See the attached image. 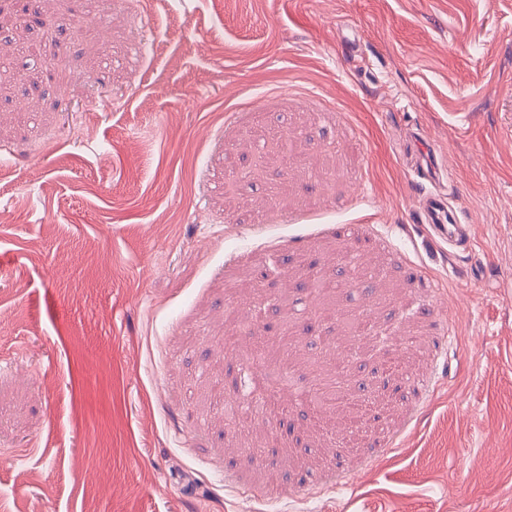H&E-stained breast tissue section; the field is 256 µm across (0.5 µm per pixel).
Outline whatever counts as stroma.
Instances as JSON below:
<instances>
[{
    "mask_svg": "<svg viewBox=\"0 0 512 512\" xmlns=\"http://www.w3.org/2000/svg\"><path fill=\"white\" fill-rule=\"evenodd\" d=\"M0 29V512H512V0H0ZM413 132L464 246L420 221ZM317 273L365 347L314 323ZM337 354L366 406L399 363L379 422L286 412ZM258 369L275 406L227 421Z\"/></svg>",
    "mask_w": 512,
    "mask_h": 512,
    "instance_id": "stroma-1",
    "label": "stroma"
}]
</instances>
